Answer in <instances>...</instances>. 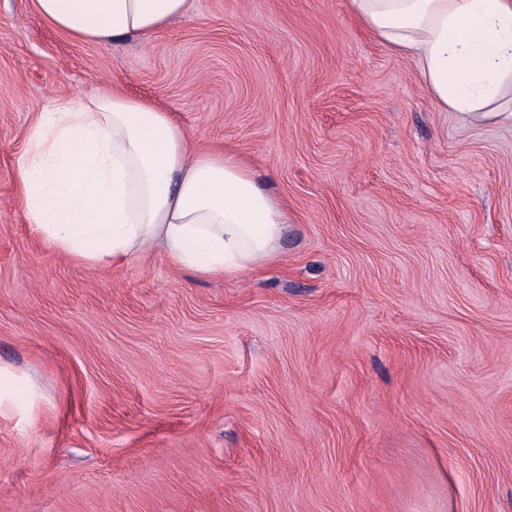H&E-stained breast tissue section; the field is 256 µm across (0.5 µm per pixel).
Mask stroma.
Masks as SVG:
<instances>
[{
    "label": "stroma",
    "mask_w": 512,
    "mask_h": 512,
    "mask_svg": "<svg viewBox=\"0 0 512 512\" xmlns=\"http://www.w3.org/2000/svg\"><path fill=\"white\" fill-rule=\"evenodd\" d=\"M118 84L288 211L224 280L26 222L51 101ZM0 512H512V125L441 111L349 0H191L148 44L0 0Z\"/></svg>",
    "instance_id": "obj_1"
}]
</instances>
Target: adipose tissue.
<instances>
[{"instance_id":"ef3b65f1","label":"adipose tissue","mask_w":512,"mask_h":512,"mask_svg":"<svg viewBox=\"0 0 512 512\" xmlns=\"http://www.w3.org/2000/svg\"><path fill=\"white\" fill-rule=\"evenodd\" d=\"M189 0H32L56 31L99 45L150 39ZM373 37L411 58L440 110L512 124V0H350ZM31 231L106 266L159 247L221 279L276 262L288 212L235 153L195 150L158 104L119 89L40 113L15 167Z\"/></svg>"}]
</instances>
